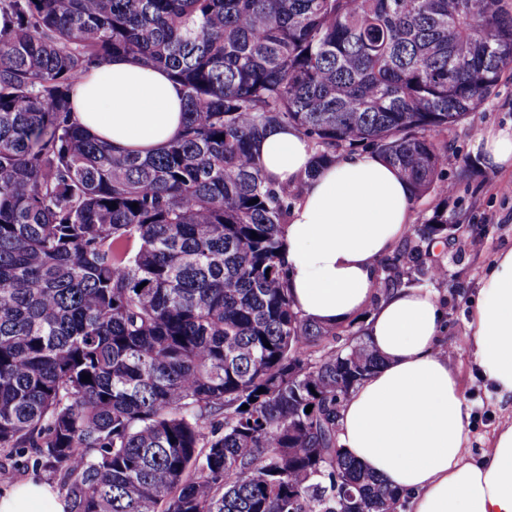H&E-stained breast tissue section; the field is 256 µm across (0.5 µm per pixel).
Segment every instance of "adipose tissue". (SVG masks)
Masks as SVG:
<instances>
[{
	"mask_svg": "<svg viewBox=\"0 0 512 512\" xmlns=\"http://www.w3.org/2000/svg\"><path fill=\"white\" fill-rule=\"evenodd\" d=\"M74 115L114 151L157 152L183 123V94L166 70L115 57L76 85ZM265 174L306 178L284 230V259L295 307L308 319L341 325L364 319L382 365L340 411L343 450L384 484L410 495L409 512H512V422L480 460L469 459V407L458 371L440 353L445 313L435 293L410 288L376 298L378 261L412 222L409 184L374 152L339 156L314 178L312 150L293 128H268L255 145ZM479 375L512 400V249L484 279L468 323ZM0 512H69L51 485L0 491Z\"/></svg>",
	"mask_w": 512,
	"mask_h": 512,
	"instance_id": "1",
	"label": "adipose tissue"
}]
</instances>
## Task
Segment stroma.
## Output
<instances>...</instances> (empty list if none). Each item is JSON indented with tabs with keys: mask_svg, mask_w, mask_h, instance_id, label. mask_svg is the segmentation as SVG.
<instances>
[{
	"mask_svg": "<svg viewBox=\"0 0 512 512\" xmlns=\"http://www.w3.org/2000/svg\"><path fill=\"white\" fill-rule=\"evenodd\" d=\"M512 132V76H504L477 112L443 134L450 149L445 172L456 191L448 213L457 229L436 252L447 268L445 284L434 286L446 317L445 342L454 346L448 359L463 377L464 396L471 407L467 456L485 451L495 429L512 420V403L492 393L475 369L469 343L468 312L496 256L512 247V172L484 167L476 144L478 133Z\"/></svg>",
	"mask_w": 512,
	"mask_h": 512,
	"instance_id": "35a3bbf8",
	"label": "stroma"
}]
</instances>
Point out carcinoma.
Instances as JSON below:
<instances>
[{"mask_svg":"<svg viewBox=\"0 0 512 512\" xmlns=\"http://www.w3.org/2000/svg\"><path fill=\"white\" fill-rule=\"evenodd\" d=\"M0 18V453L70 512H404L338 445L381 358L364 326L294 309L303 184L267 178L254 144L289 126L317 167L369 148L415 199L446 185L437 136L512 67V0H0ZM119 55L183 91L158 154L72 118L75 82ZM451 228L436 208L377 298L444 281ZM29 479L50 481L57 486L62 493H60L61 495H66V491L59 486L56 480H49L48 473L26 464L25 458L18 456L5 457L3 453L0 454V488Z\"/></svg>","mask_w":512,"mask_h":512,"instance_id":"obj_1","label":"carcinoma"}]
</instances>
